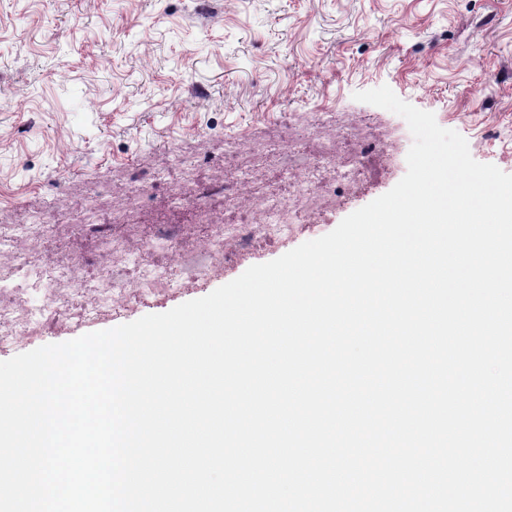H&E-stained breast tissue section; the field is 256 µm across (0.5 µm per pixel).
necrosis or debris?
<instances>
[{
  "mask_svg": "<svg viewBox=\"0 0 512 512\" xmlns=\"http://www.w3.org/2000/svg\"><path fill=\"white\" fill-rule=\"evenodd\" d=\"M376 128L369 115L343 123L332 112H302L273 140L225 142L224 178L186 224L132 225L118 212L102 222L89 202L51 223L34 212L0 224V341H31L64 320L83 323L199 284L251 253L257 238L287 241L323 209L344 205L375 167L395 164L401 136L389 128L379 137ZM259 151L275 157L279 187L251 179ZM227 197L238 204L237 220L224 218ZM78 241L90 250L76 251Z\"/></svg>",
  "mask_w": 512,
  "mask_h": 512,
  "instance_id": "obj_1",
  "label": "necrosis or debris"
}]
</instances>
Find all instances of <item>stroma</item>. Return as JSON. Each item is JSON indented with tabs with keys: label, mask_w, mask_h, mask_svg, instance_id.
<instances>
[{
	"label": "stroma",
	"mask_w": 512,
	"mask_h": 512,
	"mask_svg": "<svg viewBox=\"0 0 512 512\" xmlns=\"http://www.w3.org/2000/svg\"><path fill=\"white\" fill-rule=\"evenodd\" d=\"M389 86L460 133L472 157L512 174V0H0V224L96 193L100 214L184 224L153 182L171 151L201 184L224 168V143L266 137L294 112L369 111L355 92ZM377 175L288 243L193 288L131 304L106 330L210 294L255 264L336 228L405 175ZM144 188L140 202L126 185Z\"/></svg>",
	"instance_id": "35a3bbf8"
}]
</instances>
